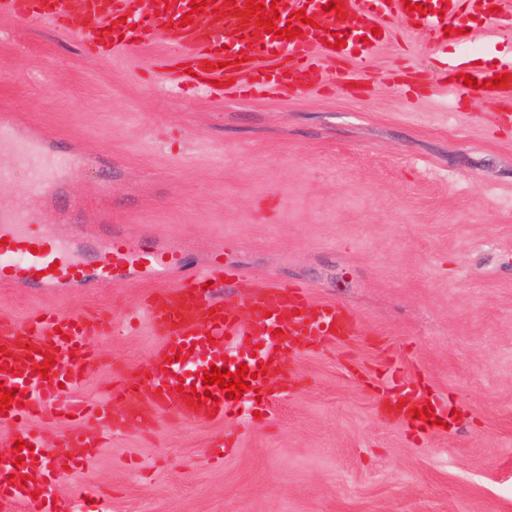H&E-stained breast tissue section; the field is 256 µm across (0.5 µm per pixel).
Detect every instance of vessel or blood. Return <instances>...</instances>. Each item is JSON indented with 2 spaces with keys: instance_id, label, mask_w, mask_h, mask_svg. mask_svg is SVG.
<instances>
[{
  "instance_id": "vessel-or-blood-1",
  "label": "vessel or blood",
  "mask_w": 512,
  "mask_h": 512,
  "mask_svg": "<svg viewBox=\"0 0 512 512\" xmlns=\"http://www.w3.org/2000/svg\"><path fill=\"white\" fill-rule=\"evenodd\" d=\"M190 0H0V18L20 23L47 21L72 36L84 51L99 60L118 52L145 49L149 43L168 45L172 53L166 73L172 88H192L214 97L246 99L273 92L297 96L321 88L329 66L375 55L399 23L414 22L434 44L445 43V28L455 40L468 44L475 20L512 25L505 0H421L423 9L406 8L403 0H341V11L329 10V0H263L275 4L279 29L299 28L300 36L281 39L267 32L246 8L247 0H209L203 13L190 11ZM192 22L182 25L183 14ZM312 17L306 25L304 17ZM345 39L341 48L327 46L331 35ZM511 74L512 59L492 67L473 66L447 57L445 84L457 92L504 104L491 113L498 127L512 126V79L487 88L494 76ZM473 76L469 88L464 76ZM17 117L0 113V194L11 189L16 172L27 178L33 199L43 202L63 194L66 175L79 165L78 152H57L49 134L32 128L18 134ZM181 254L147 238L131 249L123 235H112L98 262L43 232L30 211L0 212V284L40 288H86L111 283L114 272L134 271L145 280L160 281L148 294L141 314L161 342L145 374L123 370L112 382L110 401L87 407L74 390L97 353L90 336L109 328L99 315H72L48 310L23 324L0 320V385L15 390L10 409L0 421L20 427L26 447L0 460V500L24 503L29 512H72L73 498L94 496L85 483L76 484L73 498H50L47 489L63 473H79L94 458L100 435L129 428L130 418L149 425L160 416L178 421L229 420L257 395L290 392V365L321 344L354 335L355 315L335 302H315L307 286L257 281L225 264L223 250L207 262L180 275ZM54 365L47 375L36 367L45 357ZM247 365L254 375L240 400L228 399L219 385H205L209 366L231 372ZM384 381L395 404L396 419L424 432L447 410L446 403L429 400L419 385L405 381L395 363H387ZM211 393L203 406L190 405L191 393ZM121 404L127 418L112 415ZM430 407V419L414 409ZM52 416L67 420L95 418L96 433L74 428L61 439L67 453L63 466L45 464L49 453L41 436L29 430L34 419Z\"/></svg>"
}]
</instances>
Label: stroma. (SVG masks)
Instances as JSON below:
<instances>
[{
    "label": "stroma",
    "mask_w": 512,
    "mask_h": 512,
    "mask_svg": "<svg viewBox=\"0 0 512 512\" xmlns=\"http://www.w3.org/2000/svg\"><path fill=\"white\" fill-rule=\"evenodd\" d=\"M169 52L95 60L51 23L0 19V104L90 158L38 223L82 234L91 257L115 229L134 247L152 234L183 249L189 269L220 247L254 278L340 303L359 330L299 356L291 394L261 417L109 435L52 495L80 480L106 512H512V131L488 124L497 104L433 83L444 54L511 55L512 27L494 47L443 53L404 23L293 98L175 92L149 63ZM401 71L417 74L409 89L391 80ZM102 207L111 224L87 223ZM152 289L132 275L0 286V318L105 309L120 325ZM89 342L101 361L75 395L92 405L114 367L146 366L160 339L119 328ZM390 360L447 400V427L421 436L384 414ZM228 431L237 447L219 448Z\"/></svg>",
    "instance_id": "stroma-1"
}]
</instances>
